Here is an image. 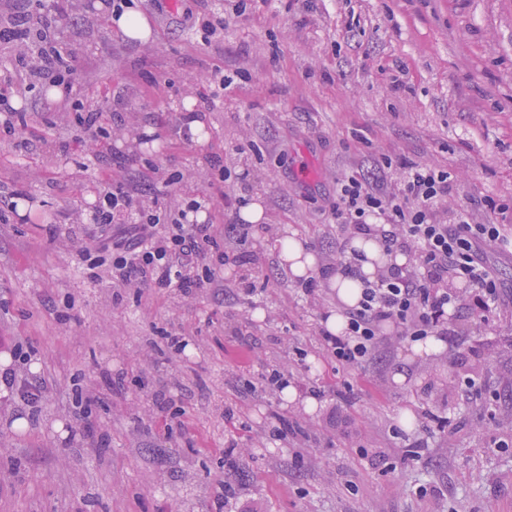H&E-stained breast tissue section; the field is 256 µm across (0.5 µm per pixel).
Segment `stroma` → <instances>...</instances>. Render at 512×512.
Here are the masks:
<instances>
[{
    "mask_svg": "<svg viewBox=\"0 0 512 512\" xmlns=\"http://www.w3.org/2000/svg\"><path fill=\"white\" fill-rule=\"evenodd\" d=\"M238 1L137 0L142 44L102 0H0V29L52 25L74 67L62 99L51 70L13 92L23 132L0 111V378L42 390L30 405L0 381V512H512V253L488 250L501 302L449 309L443 350L386 323L345 368L320 335L335 290L304 295L274 247L293 234L335 266L339 180L389 189L406 163L446 171L474 223L512 225V0ZM208 8L222 29L199 28ZM104 97L95 138L69 107ZM191 99L199 142L180 132ZM117 183L167 208L207 197L221 228L260 198L267 223L218 238L254 259L255 292L208 258L196 272L222 287H113L85 247L122 242L89 221ZM275 371L295 402L266 390ZM111 22L129 37L146 44L151 36V30L140 12L131 8L126 10L120 18L111 17Z\"/></svg>",
    "mask_w": 512,
    "mask_h": 512,
    "instance_id": "stroma-1",
    "label": "stroma"
}]
</instances>
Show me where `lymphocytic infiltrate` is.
<instances>
[{
    "instance_id": "lymphocytic-infiltrate-1",
    "label": "lymphocytic infiltrate",
    "mask_w": 512,
    "mask_h": 512,
    "mask_svg": "<svg viewBox=\"0 0 512 512\" xmlns=\"http://www.w3.org/2000/svg\"><path fill=\"white\" fill-rule=\"evenodd\" d=\"M451 186L448 175L436 168L408 164L391 191H381L360 174L339 182L332 215L353 231L368 227L370 217H382L390 229L384 232V251L414 244L411 262L364 281L357 305L345 313L346 328L339 334L323 332L326 352L338 364L350 367L367 360L380 342V327L393 323L402 336L419 341L447 335L448 308L463 299L462 288L476 291L481 309L497 306L500 283L485 259L486 250L507 239L502 224H476L469 207L456 209L450 221H442ZM202 204L182 201L176 217L161 207L146 208L119 187L99 191L92 216L96 224L130 225L140 236L135 247H112L113 287L158 288L188 294L202 287L192 269L206 246L214 244L213 225L191 224L188 213ZM171 231L160 233L159 224Z\"/></svg>"
}]
</instances>
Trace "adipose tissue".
<instances>
[{
    "label": "adipose tissue",
    "instance_id": "obj_1",
    "mask_svg": "<svg viewBox=\"0 0 512 512\" xmlns=\"http://www.w3.org/2000/svg\"><path fill=\"white\" fill-rule=\"evenodd\" d=\"M379 232H365L355 234L349 242L352 249L363 252L366 259L361 266L360 277H352L335 270L328 272L326 278L331 287L335 288L337 296L344 306L351 307L357 304L361 297V278H375L379 269L393 265L401 266L406 262L403 253L385 254L379 243Z\"/></svg>",
    "mask_w": 512,
    "mask_h": 512
}]
</instances>
